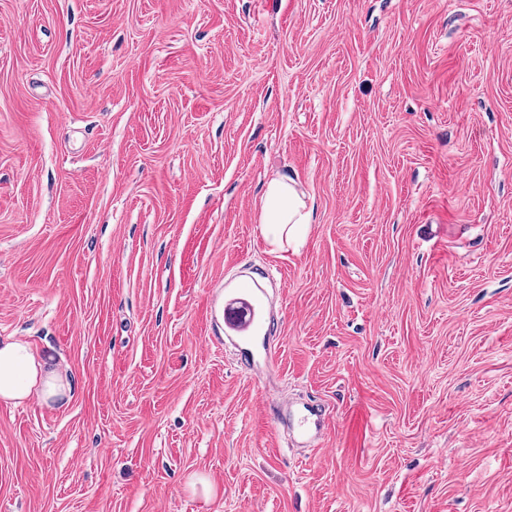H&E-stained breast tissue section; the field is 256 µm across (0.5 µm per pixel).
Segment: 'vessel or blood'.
<instances>
[{"label":"vessel or blood","mask_w":512,"mask_h":512,"mask_svg":"<svg viewBox=\"0 0 512 512\" xmlns=\"http://www.w3.org/2000/svg\"><path fill=\"white\" fill-rule=\"evenodd\" d=\"M214 315L221 319L224 337L239 351L245 368L263 374L268 362L263 345L276 320L265 280L225 282L215 292ZM295 427L300 435L316 441L324 432L325 418L320 409L306 406L298 412Z\"/></svg>","instance_id":"1"}]
</instances>
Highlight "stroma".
Returning <instances> with one entry per match:
<instances>
[{
	"label": "stroma",
	"instance_id": "obj_1",
	"mask_svg": "<svg viewBox=\"0 0 512 512\" xmlns=\"http://www.w3.org/2000/svg\"><path fill=\"white\" fill-rule=\"evenodd\" d=\"M6 336L72 390L0 402V512H512V0H0ZM258 224L266 241L278 248L283 242L305 234L311 224V213L293 185L274 178L266 185ZM265 276L247 281H224L215 290L214 315L221 319L225 339L241 355L242 364L254 375L267 369L264 343L277 317L271 306ZM298 433L314 441L321 439L325 429V418L319 408L304 406L295 419Z\"/></svg>",
	"mask_w": 512,
	"mask_h": 512
}]
</instances>
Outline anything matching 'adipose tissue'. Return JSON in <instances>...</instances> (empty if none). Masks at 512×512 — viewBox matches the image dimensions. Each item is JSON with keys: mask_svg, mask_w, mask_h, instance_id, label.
Listing matches in <instances>:
<instances>
[{"mask_svg": "<svg viewBox=\"0 0 512 512\" xmlns=\"http://www.w3.org/2000/svg\"><path fill=\"white\" fill-rule=\"evenodd\" d=\"M258 222L266 241L278 248L305 234L311 213L293 185L274 178L266 185ZM69 390L60 366L39 355L28 341L0 339V400L19 404L35 395L56 402Z\"/></svg>", "mask_w": 512, "mask_h": 512, "instance_id": "adipose-tissue-1", "label": "adipose tissue"}]
</instances>
